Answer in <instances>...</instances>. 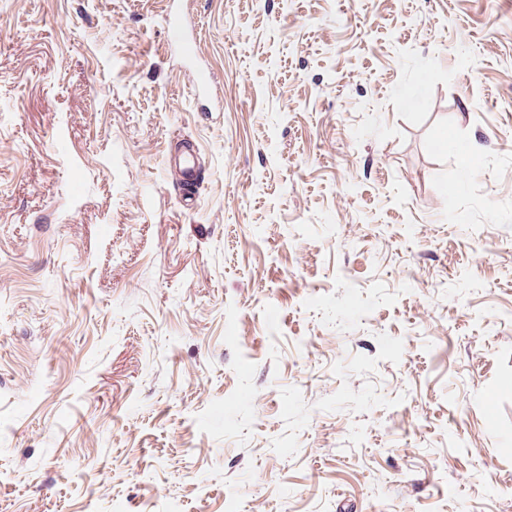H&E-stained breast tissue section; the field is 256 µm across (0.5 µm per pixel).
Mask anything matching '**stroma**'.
Returning a JSON list of instances; mask_svg holds the SVG:
<instances>
[{"label":"stroma","instance_id":"stroma-1","mask_svg":"<svg viewBox=\"0 0 512 512\" xmlns=\"http://www.w3.org/2000/svg\"><path fill=\"white\" fill-rule=\"evenodd\" d=\"M169 11L0 0V512H512V0ZM199 150L193 140H185L182 149L168 159V167L182 176L183 189L195 183L199 176Z\"/></svg>","mask_w":512,"mask_h":512}]
</instances>
